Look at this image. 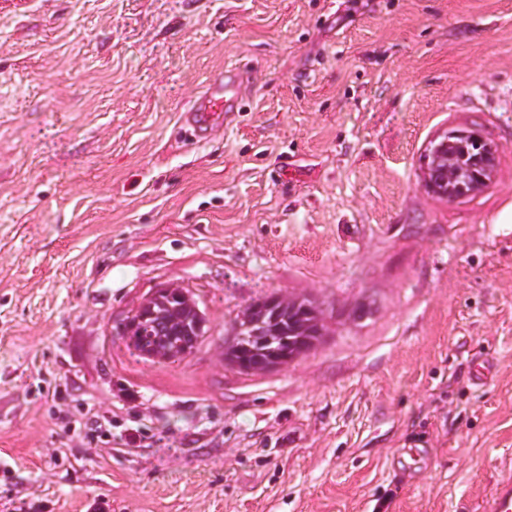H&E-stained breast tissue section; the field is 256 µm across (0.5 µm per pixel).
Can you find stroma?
Returning <instances> with one entry per match:
<instances>
[{
  "mask_svg": "<svg viewBox=\"0 0 512 512\" xmlns=\"http://www.w3.org/2000/svg\"><path fill=\"white\" fill-rule=\"evenodd\" d=\"M226 68L244 111L187 141ZM451 128L497 152L461 202L423 187ZM511 205L512 0H0V512H481L512 467ZM163 285L210 327L175 363L121 334ZM272 294L322 340L226 365ZM56 402L111 409V446ZM272 296L258 298L250 303L240 315L230 322L225 329V335L237 327H244L247 323L262 322L269 331L276 336L288 338V349L273 352L265 358L248 360L246 358L231 357L229 363L244 372L271 371L288 361V355L299 352L307 345L308 340H319L322 333L317 334L318 322H321L320 310L306 297L292 300L283 299L278 304L271 306Z\"/></svg>",
  "mask_w": 512,
  "mask_h": 512,
  "instance_id": "stroma-1",
  "label": "stroma"
}]
</instances>
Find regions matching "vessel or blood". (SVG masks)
Instances as JSON below:
<instances>
[{"mask_svg":"<svg viewBox=\"0 0 512 512\" xmlns=\"http://www.w3.org/2000/svg\"><path fill=\"white\" fill-rule=\"evenodd\" d=\"M241 86L238 80L225 83L223 75L218 74L188 102L181 119L192 139H209L223 127L225 113L244 110ZM482 512H512V473L495 484L483 501Z\"/></svg>","mask_w":512,"mask_h":512,"instance_id":"obj_1","label":"vessel or blood"}]
</instances>
